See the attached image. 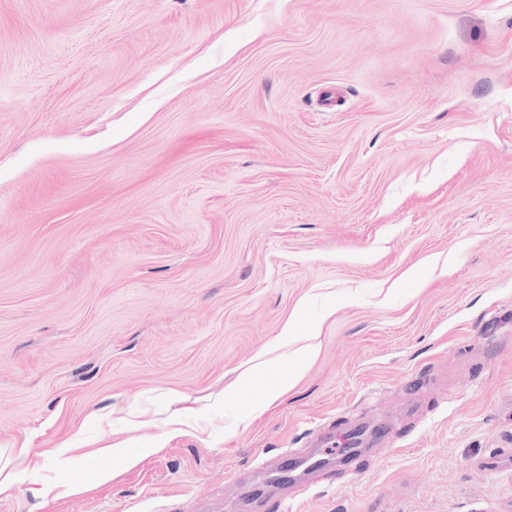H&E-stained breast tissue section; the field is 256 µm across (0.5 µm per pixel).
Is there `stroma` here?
<instances>
[{"label":"stroma","instance_id":"stroma-1","mask_svg":"<svg viewBox=\"0 0 512 512\" xmlns=\"http://www.w3.org/2000/svg\"><path fill=\"white\" fill-rule=\"evenodd\" d=\"M0 465V512H512V0H0ZM318 349L313 344L303 346L297 351L293 362L288 368L277 371L267 376V388L265 400L273 401L290 391L298 381L305 365L314 360Z\"/></svg>","mask_w":512,"mask_h":512}]
</instances>
